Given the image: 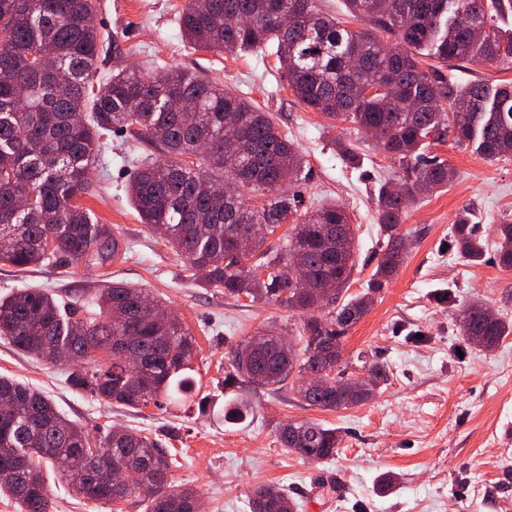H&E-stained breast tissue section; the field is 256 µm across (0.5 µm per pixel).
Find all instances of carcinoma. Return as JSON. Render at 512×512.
<instances>
[{
  "label": "carcinoma",
  "mask_w": 512,
  "mask_h": 512,
  "mask_svg": "<svg viewBox=\"0 0 512 512\" xmlns=\"http://www.w3.org/2000/svg\"><path fill=\"white\" fill-rule=\"evenodd\" d=\"M293 0H186L178 15L184 38L195 48L253 51L272 42L296 99L336 120H351L399 168L405 195L387 184L376 196L385 251L365 291L342 299L356 262L349 215L338 205L321 206L288 229L285 246L267 244L298 214V195L274 196L260 207L245 196L271 192L305 178L304 158L276 124L244 96L188 71L154 74L122 69L97 94L96 28L87 17L97 0H0V265L29 268L62 257H104L107 230L92 221L76 199L90 192L103 143L117 128H136L162 154L139 169L128 186L142 223L188 261L205 287L250 302L279 305L304 314L288 346L273 334L252 336L228 353L222 386L231 395L224 422L241 424L254 415L237 396L240 384L276 391L283 387L310 407L338 410L364 404L388 381L386 366L361 350L367 387L336 390L344 379L343 337L370 309L405 262L400 233L408 200L448 187L455 169L427 154L430 141L452 136L493 162L512 155V82L491 86L457 84L430 58L512 62V33L486 42L459 24L464 13L490 27L512 0H345L355 30L324 14L319 0H298L311 24L284 31L277 19ZM393 34L388 46L373 31ZM388 79L398 109L379 95L357 89ZM496 260L512 269V222L494 225ZM246 236L237 252L235 235ZM452 246L468 265L484 262L486 245L460 213L451 228ZM293 260L311 287L284 283L277 268ZM267 272L259 276L254 270ZM332 282L325 292L318 285ZM91 311L62 304L40 288L19 290L0 300V339L47 364L71 367L73 389L98 400L132 408L160 406L192 390L196 339L177 318L160 315L161 305L122 282L102 289ZM328 309L327 314L315 311ZM456 331L480 349L512 335V323L480 299L456 309ZM330 368L331 383L305 386L306 374ZM280 445L311 461L333 459L342 435L319 421L283 425ZM74 457L63 470L72 493L96 502L132 497L147 501L145 512H199L198 495L168 479L172 455L150 435L111 428L96 437L69 420L39 391L0 376V496L16 512H49L42 464ZM250 512H300L301 505L274 485L255 489Z\"/></svg>",
  "instance_id": "1"
}]
</instances>
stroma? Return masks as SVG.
Listing matches in <instances>:
<instances>
[{
    "label": "stroma",
    "mask_w": 512,
    "mask_h": 512,
    "mask_svg": "<svg viewBox=\"0 0 512 512\" xmlns=\"http://www.w3.org/2000/svg\"><path fill=\"white\" fill-rule=\"evenodd\" d=\"M184 0H99V68L160 72L174 66L241 94L269 112L301 151L306 177L298 190L307 208L336 203L349 213L358 259L344 297L363 292L383 254L374 196L394 166L374 141L348 121L330 123L303 106L288 85L274 49L216 53L193 48L177 22ZM444 74L465 84L512 81V63L454 62ZM352 145L358 165L343 161L333 139ZM434 155L455 168L447 189L417 199L401 232L409 255L370 311L346 331L342 359L357 369L366 350L387 365L389 379L367 403L323 411L288 392L242 389L254 417L239 425L192 411L189 400L135 409L73 390L66 365H47L0 340V375L30 384L66 417L91 433L113 425L144 432L169 448L172 484L196 487L203 512H249L248 496L279 485L301 512H512V336L487 351L451 324L456 307L477 296L512 320V270L500 268L491 227L512 220V156L490 162L472 149L439 143ZM158 151L129 133H108L90 194L80 203L103 224L118 252L102 261H70L24 271L0 266V299L18 288H44L89 303L97 289L123 282L164 302L195 336L193 361L204 392L220 395L232 347L262 332L295 330L298 313L225 295L186 276L185 257L143 224L127 185L135 164ZM469 211L487 244L481 265L461 264L450 247L451 226ZM310 419L341 429L334 459L310 462L286 452L278 430ZM51 512H144L138 498L102 504L68 494L54 467L46 469Z\"/></svg>",
    "instance_id": "35a3bbf8"
}]
</instances>
